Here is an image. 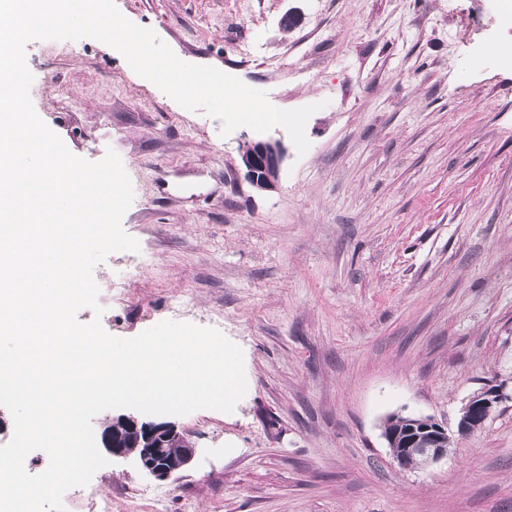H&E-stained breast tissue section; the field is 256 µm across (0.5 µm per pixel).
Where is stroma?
<instances>
[{"label":"stroma","mask_w":512,"mask_h":512,"mask_svg":"<svg viewBox=\"0 0 512 512\" xmlns=\"http://www.w3.org/2000/svg\"><path fill=\"white\" fill-rule=\"evenodd\" d=\"M184 62L319 109L274 190L240 162L256 132L223 134L85 38L33 40L40 119L68 150L120 157L138 251L94 269L112 336L173 319L243 351L233 412L172 422L197 453L168 479L111 459L92 482L112 512L139 488L163 512H512V67L498 0H115ZM297 9L298 27L282 14ZM508 396L484 430L457 432L469 397ZM392 413L432 416L451 439L428 468L394 465Z\"/></svg>","instance_id":"35a3bbf8"}]
</instances>
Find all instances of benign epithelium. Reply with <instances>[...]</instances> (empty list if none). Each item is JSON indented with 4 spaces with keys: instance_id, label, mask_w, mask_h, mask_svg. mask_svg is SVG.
Here are the masks:
<instances>
[{
    "instance_id": "7a95c632",
    "label": "benign epithelium",
    "mask_w": 512,
    "mask_h": 512,
    "mask_svg": "<svg viewBox=\"0 0 512 512\" xmlns=\"http://www.w3.org/2000/svg\"><path fill=\"white\" fill-rule=\"evenodd\" d=\"M284 148L274 140L247 142L240 151L241 164L250 185L258 191H270L277 186ZM506 398L504 388L491 387L469 398L462 409L458 431L470 434L485 428L497 406ZM413 427L407 430L382 429L392 462L401 469L411 467L419 459L421 465L430 466L448 457V431L430 416L412 415ZM132 427L142 434L139 439L137 462L141 469L157 479H168L183 471L193 460L197 448L185 442V448L176 456L167 453V442L182 433L167 422L140 421L133 416H121L114 428L100 434V443L115 458L131 455L117 425Z\"/></svg>"
}]
</instances>
